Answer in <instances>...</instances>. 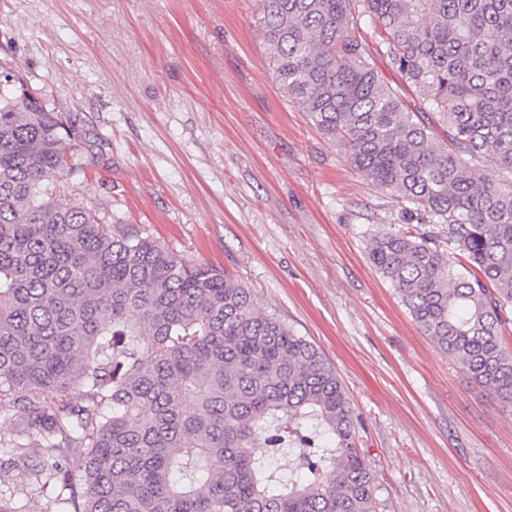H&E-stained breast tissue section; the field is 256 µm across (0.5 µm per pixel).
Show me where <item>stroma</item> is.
Returning <instances> with one entry per match:
<instances>
[{"label": "stroma", "instance_id": "obj_1", "mask_svg": "<svg viewBox=\"0 0 512 512\" xmlns=\"http://www.w3.org/2000/svg\"><path fill=\"white\" fill-rule=\"evenodd\" d=\"M0 61L94 136L62 203L232 272L334 364L376 512H512V402L370 265L400 207L279 88L255 0H0Z\"/></svg>", "mask_w": 512, "mask_h": 512}]
</instances>
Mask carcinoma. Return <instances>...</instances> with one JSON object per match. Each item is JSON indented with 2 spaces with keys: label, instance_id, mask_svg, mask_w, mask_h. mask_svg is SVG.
<instances>
[{
  "label": "carcinoma",
  "instance_id": "cac0c4a2",
  "mask_svg": "<svg viewBox=\"0 0 512 512\" xmlns=\"http://www.w3.org/2000/svg\"><path fill=\"white\" fill-rule=\"evenodd\" d=\"M258 10L288 99L403 212L441 225L373 236L370 264L440 350L511 401L512 0ZM363 17L399 84L356 33ZM10 74L1 62L0 448L52 487L44 512H375L333 364L239 279L59 202L90 132L21 99ZM0 512L26 506L0 488Z\"/></svg>",
  "mask_w": 512,
  "mask_h": 512
}]
</instances>
